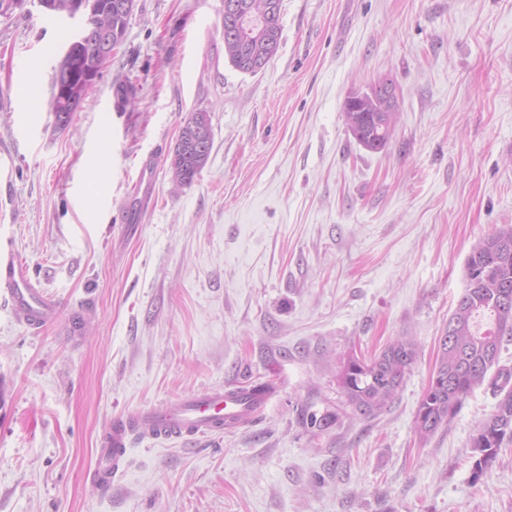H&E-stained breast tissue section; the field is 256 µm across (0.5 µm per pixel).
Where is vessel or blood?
Returning <instances> with one entry per match:
<instances>
[{
  "mask_svg": "<svg viewBox=\"0 0 512 512\" xmlns=\"http://www.w3.org/2000/svg\"><path fill=\"white\" fill-rule=\"evenodd\" d=\"M158 161L154 155L141 166L133 193L138 205H149L154 200ZM0 283L7 289L19 320L33 326L56 320L59 303L47 300L31 285L24 263L14 252H0ZM272 395V389L261 382H230L220 389L137 413L130 419H117L103 437L92 480L101 489H111L113 479L125 464L132 430L153 438L196 437L233 430L252 422Z\"/></svg>",
  "mask_w": 512,
  "mask_h": 512,
  "instance_id": "obj_1",
  "label": "vessel or blood"
}]
</instances>
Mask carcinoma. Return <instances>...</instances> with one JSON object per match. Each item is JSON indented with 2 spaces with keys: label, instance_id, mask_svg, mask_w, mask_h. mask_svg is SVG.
Segmentation results:
<instances>
[{
  "label": "carcinoma",
  "instance_id": "carcinoma-1",
  "mask_svg": "<svg viewBox=\"0 0 512 512\" xmlns=\"http://www.w3.org/2000/svg\"><path fill=\"white\" fill-rule=\"evenodd\" d=\"M237 4L238 12L224 13V56L244 74L258 73L276 54L281 37V0H228ZM129 17H107L95 8L87 10L85 29L89 40L110 26L117 43L124 40ZM89 55L72 61L77 68L75 86L87 94L90 85L82 76L93 71ZM51 111L64 122L72 119L74 109L61 97H52ZM397 101L380 93L366 94L357 100L346 98L343 106L345 124L354 139L368 151L383 149L396 123ZM210 124L204 111L192 112L181 126L169 163L172 180L189 185L205 167L213 146V137L204 144L193 138V126ZM512 336V225L479 241L466 260V287L440 337L438 357L431 382L417 409L415 430L427 438L449 420L462 400L486 380L488 371L499 363L503 341ZM417 356L416 344L402 336L373 356L346 355L338 384L349 406L364 416L381 413L392 403L405 375ZM512 374L506 373L498 385L501 397L496 411L485 420L474 439L477 459L473 480L498 456L502 446L512 443V388H506Z\"/></svg>",
  "mask_w": 512,
  "mask_h": 512
}]
</instances>
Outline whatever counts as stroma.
<instances>
[{
  "label": "stroma",
  "mask_w": 512,
  "mask_h": 512,
  "mask_svg": "<svg viewBox=\"0 0 512 512\" xmlns=\"http://www.w3.org/2000/svg\"><path fill=\"white\" fill-rule=\"evenodd\" d=\"M280 22L250 75L224 55V0H137L62 124L49 101L71 24L36 0L0 12V246L61 304L33 329L0 286V512H512V445L473 474L491 383L432 436L414 428L467 257L512 224V0H282ZM44 45L20 137L14 85ZM384 78L397 123L371 152L343 103ZM194 111L213 148L178 187L170 154ZM154 153L158 203L124 233ZM405 335L417 357L397 397L353 414L342 357ZM236 381L275 388L251 424L134 437L111 491L95 486L115 418Z\"/></svg>",
  "instance_id": "stroma-1"
}]
</instances>
